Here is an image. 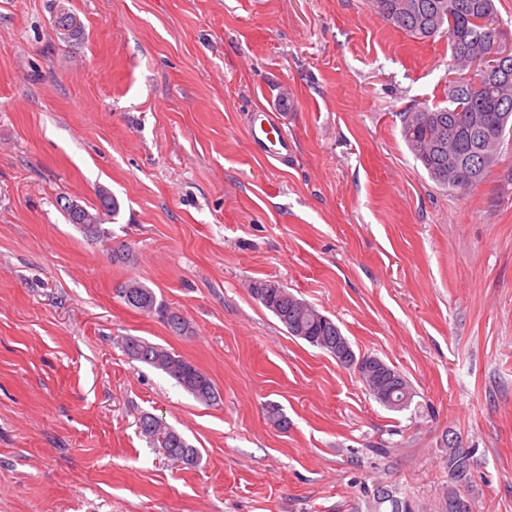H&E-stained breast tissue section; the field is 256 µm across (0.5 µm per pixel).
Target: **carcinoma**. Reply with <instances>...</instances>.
<instances>
[{"label": "carcinoma", "instance_id": "cac0c4a2", "mask_svg": "<svg viewBox=\"0 0 512 512\" xmlns=\"http://www.w3.org/2000/svg\"><path fill=\"white\" fill-rule=\"evenodd\" d=\"M379 13L393 26L416 39H429L443 31L448 34L450 63L448 70L459 75L474 70L467 87L458 89L448 81V105L416 106L405 109L402 136L415 159L430 178L450 190L470 189L486 179L499 159V148L505 132L512 130V67L501 76L487 80L473 60L492 51L486 31L494 27L500 40L505 32L495 11L494 0H375ZM53 26L62 39H77L82 26L77 16L62 7L53 17ZM98 204L87 208L77 201L61 196L57 204L71 224L82 233L103 243L112 252V259L126 263L133 260L126 244L112 246V232L105 228L104 217L113 216L118 200L102 188ZM134 287L139 297L134 310L156 316L176 335L189 332V323L182 314L158 298L155 291L137 280H128L120 288ZM251 293L269 310L285 331L313 347L331 352L341 329L307 301L299 298L281 283L272 280L253 282ZM120 347L128 358L162 371L176 385L203 404L220 399L212 379L193 363L164 346L139 336H123ZM383 361L369 354L353 364L352 370L374 400L388 410L399 412L410 407L414 389L404 375L396 385H380L378 368ZM150 428L142 432L153 448L170 449L169 459L189 468L198 460V450L177 430L161 418L143 415ZM475 449L448 443L445 458L448 477L446 512H472V472Z\"/></svg>", "mask_w": 512, "mask_h": 512}]
</instances>
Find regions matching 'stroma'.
<instances>
[{
	"label": "stroma",
	"instance_id": "35a3bbf8",
	"mask_svg": "<svg viewBox=\"0 0 512 512\" xmlns=\"http://www.w3.org/2000/svg\"><path fill=\"white\" fill-rule=\"evenodd\" d=\"M60 5L80 39L56 33ZM449 55L371 0H0V512H392L380 488L442 512L452 433L476 451L473 512H512V134L452 192L401 135L406 107L445 103ZM285 96L272 157L250 130ZM101 187L131 262L56 203ZM129 279L189 334L127 307ZM257 280L399 370L410 408L289 336ZM120 336L191 361L217 403ZM145 413L194 467L149 447ZM119 345L131 361L162 371L197 401L210 405L219 400L216 385L204 371L164 346L139 336H122ZM141 419H146L150 428L141 432L147 443L153 448H170V460L181 463L186 468L192 467L198 460V450L190 444L177 430L155 415L146 413Z\"/></svg>",
	"mask_w": 512,
	"mask_h": 512
}]
</instances>
